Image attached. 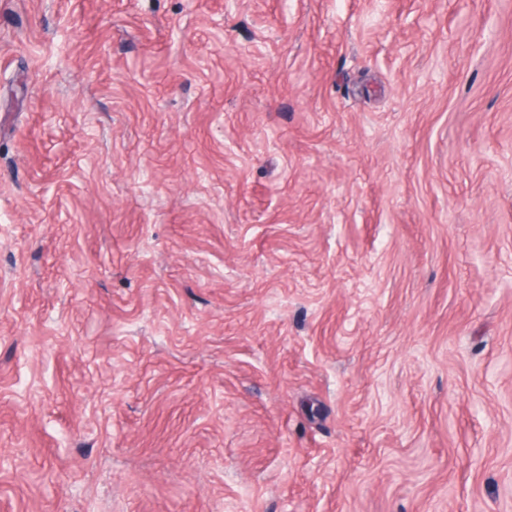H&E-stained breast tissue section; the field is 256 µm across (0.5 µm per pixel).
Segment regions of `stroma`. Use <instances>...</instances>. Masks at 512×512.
Returning a JSON list of instances; mask_svg holds the SVG:
<instances>
[{
	"label": "stroma",
	"instance_id": "stroma-1",
	"mask_svg": "<svg viewBox=\"0 0 512 512\" xmlns=\"http://www.w3.org/2000/svg\"><path fill=\"white\" fill-rule=\"evenodd\" d=\"M0 512H512V0H0Z\"/></svg>",
	"mask_w": 512,
	"mask_h": 512
}]
</instances>
